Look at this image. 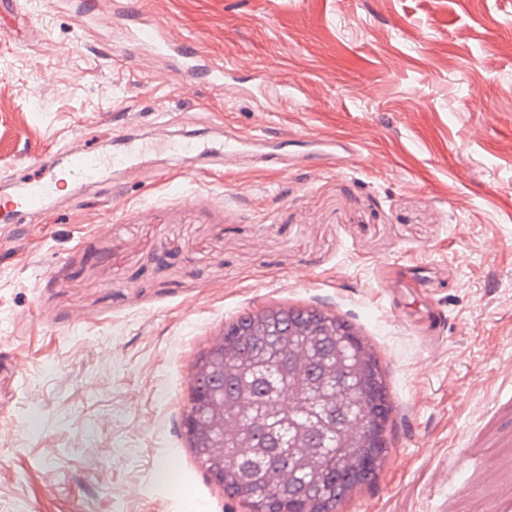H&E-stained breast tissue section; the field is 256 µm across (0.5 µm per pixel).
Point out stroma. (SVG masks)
<instances>
[{
	"instance_id": "35a3bbf8",
	"label": "stroma",
	"mask_w": 512,
	"mask_h": 512,
	"mask_svg": "<svg viewBox=\"0 0 512 512\" xmlns=\"http://www.w3.org/2000/svg\"><path fill=\"white\" fill-rule=\"evenodd\" d=\"M240 73L292 85L262 109L117 33L80 40L65 5L0 20V174L57 139L112 148L114 112L173 130L341 137L314 175L196 171L149 156L0 225V512H245L180 447L196 348L239 310L337 307L382 347L398 413L382 478L343 512H512V0H131ZM392 276L448 281L429 335Z\"/></svg>"
}]
</instances>
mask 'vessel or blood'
I'll list each match as a JSON object with an SVG mask.
<instances>
[{"mask_svg":"<svg viewBox=\"0 0 512 512\" xmlns=\"http://www.w3.org/2000/svg\"><path fill=\"white\" fill-rule=\"evenodd\" d=\"M67 2L82 26L114 27L123 34L131 50L161 57L166 63L167 75H179L185 85L212 84L220 87L228 98L252 91L247 78L236 75L223 62L205 55L192 42L173 38L166 26L148 20L132 6L103 13L97 11L94 0ZM113 122L111 152H98L81 136H72L49 150L50 155L64 159L61 173L34 168L21 175L18 190L1 191L0 222L16 224L24 217L39 213L57 196L62 182L91 185L107 169L123 175L144 174L140 158L145 152L157 148L172 151L196 169L220 164L228 171L251 164L277 172H311L326 162L342 164L359 155L358 149L345 141L303 140L268 131L259 135L228 133L220 140L205 135L178 137L159 115L154 117L145 137L133 133L128 115L114 117Z\"/></svg>","mask_w":512,"mask_h":512,"instance_id":"1","label":"vessel or blood"}]
</instances>
